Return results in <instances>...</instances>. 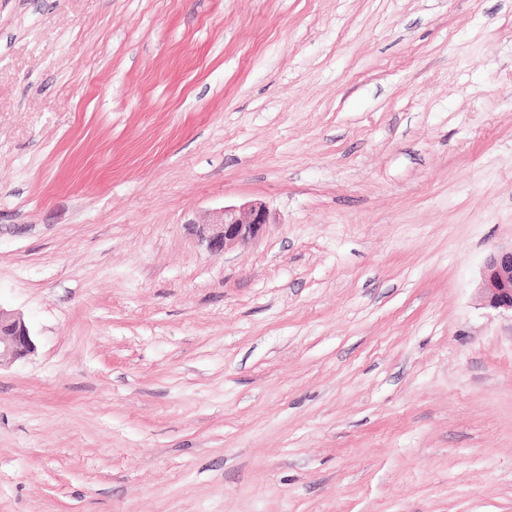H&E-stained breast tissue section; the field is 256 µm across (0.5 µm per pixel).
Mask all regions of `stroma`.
<instances>
[{"instance_id":"obj_1","label":"stroma","mask_w":512,"mask_h":512,"mask_svg":"<svg viewBox=\"0 0 512 512\" xmlns=\"http://www.w3.org/2000/svg\"><path fill=\"white\" fill-rule=\"evenodd\" d=\"M511 244L512 0H0V512H512ZM266 224H269V213L263 202L226 206L215 213L210 223L213 227L208 239L210 249L220 254L227 248L246 245L263 232ZM476 289L482 305L512 316V244L486 257ZM34 351V342L21 316L0 309V364L3 358L17 360Z\"/></svg>"}]
</instances>
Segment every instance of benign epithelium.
Returning <instances> with one entry per match:
<instances>
[{"instance_id": "1", "label": "benign epithelium", "mask_w": 512, "mask_h": 512, "mask_svg": "<svg viewBox=\"0 0 512 512\" xmlns=\"http://www.w3.org/2000/svg\"><path fill=\"white\" fill-rule=\"evenodd\" d=\"M269 223L265 203L226 206L215 213L209 236L210 249L219 254L258 237ZM478 298L487 308L512 315V246L490 253L483 264L477 287ZM34 351L28 326L22 317L0 310V360H17Z\"/></svg>"}]
</instances>
